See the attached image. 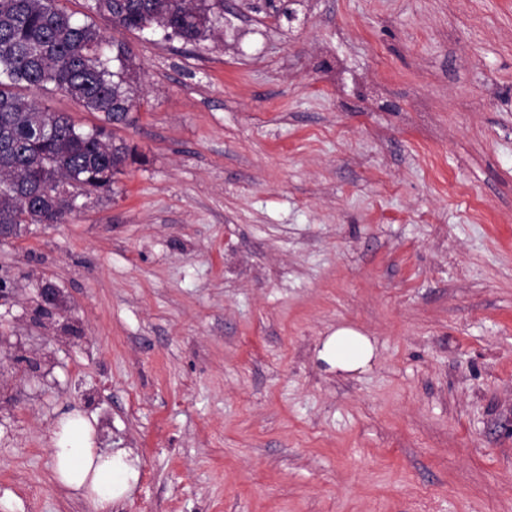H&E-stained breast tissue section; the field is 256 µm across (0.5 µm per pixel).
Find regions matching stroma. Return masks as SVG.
Returning <instances> with one entry per match:
<instances>
[{
    "label": "stroma",
    "mask_w": 512,
    "mask_h": 512,
    "mask_svg": "<svg viewBox=\"0 0 512 512\" xmlns=\"http://www.w3.org/2000/svg\"><path fill=\"white\" fill-rule=\"evenodd\" d=\"M236 2L127 34L137 160L0 241V512H91L73 411L139 460L119 512H512V0ZM375 357V345L369 336L350 327H338L326 336L318 359L344 374L361 373L371 368Z\"/></svg>",
    "instance_id": "obj_1"
}]
</instances>
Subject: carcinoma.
<instances>
[{
	"label": "carcinoma",
	"instance_id": "carcinoma-1",
	"mask_svg": "<svg viewBox=\"0 0 512 512\" xmlns=\"http://www.w3.org/2000/svg\"><path fill=\"white\" fill-rule=\"evenodd\" d=\"M112 35L59 0H0V225L67 222L71 192L109 191L135 149L116 134L139 104L127 32L156 28L196 44L214 34L224 0H87ZM53 89L99 115L89 130L32 93Z\"/></svg>",
	"mask_w": 512,
	"mask_h": 512
}]
</instances>
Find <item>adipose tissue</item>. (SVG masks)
Instances as JSON below:
<instances>
[{"label":"adipose tissue","mask_w":512,"mask_h":512,"mask_svg":"<svg viewBox=\"0 0 512 512\" xmlns=\"http://www.w3.org/2000/svg\"><path fill=\"white\" fill-rule=\"evenodd\" d=\"M375 345L360 331L339 327L326 336L318 358L344 374L370 368ZM94 428L78 415L64 418L53 433L54 473L58 483L85 499L92 512H112L139 481V463L123 448H98Z\"/></svg>","instance_id":"adipose-tissue-1"}]
</instances>
